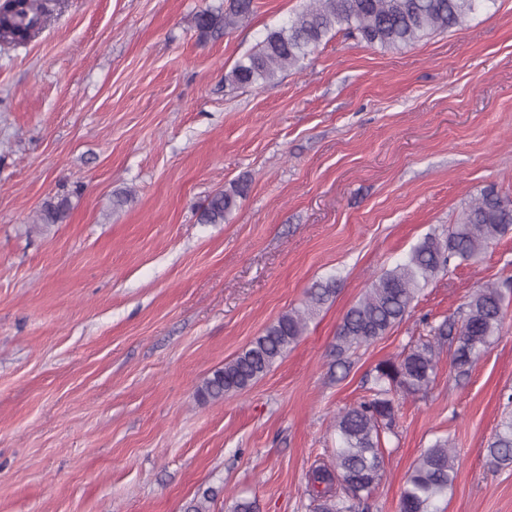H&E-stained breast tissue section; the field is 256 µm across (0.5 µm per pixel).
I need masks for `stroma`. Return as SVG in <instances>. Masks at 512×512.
I'll return each mask as SVG.
<instances>
[{
	"label": "stroma",
	"instance_id": "35a3bbf8",
	"mask_svg": "<svg viewBox=\"0 0 512 512\" xmlns=\"http://www.w3.org/2000/svg\"><path fill=\"white\" fill-rule=\"evenodd\" d=\"M309 0H59L24 46L0 44V512H183L213 489L259 512H312L336 414L375 366L476 288L512 279V234L438 276L410 315L351 353L336 328L371 280L487 186L512 197V0L396 50L340 31L304 69L228 86L238 59ZM246 183L221 224L214 193ZM64 214L35 225L46 204ZM337 292L246 391L200 403L225 360L315 284ZM499 336L456 381L441 354L401 399L364 512H400L424 448L450 439L440 512H512L488 442L512 393V290ZM253 0H224L222 7L209 8L196 15V27L202 34L237 27L254 11Z\"/></svg>",
	"mask_w": 512,
	"mask_h": 512
}]
</instances>
